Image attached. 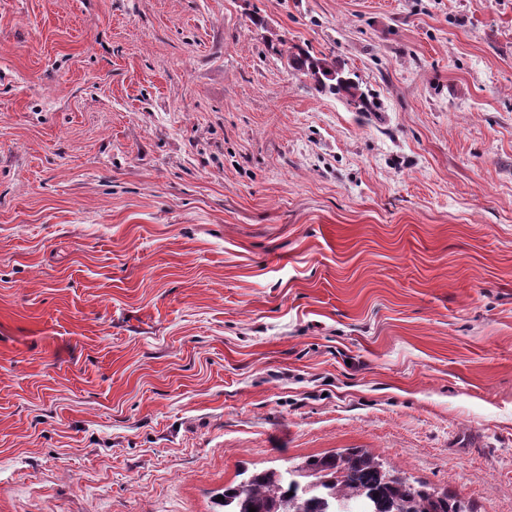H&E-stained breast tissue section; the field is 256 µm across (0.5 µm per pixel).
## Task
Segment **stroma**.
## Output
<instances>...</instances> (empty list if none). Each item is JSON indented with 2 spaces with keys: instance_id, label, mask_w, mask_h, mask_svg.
I'll use <instances>...</instances> for the list:
<instances>
[{
  "instance_id": "1",
  "label": "stroma",
  "mask_w": 512,
  "mask_h": 512,
  "mask_svg": "<svg viewBox=\"0 0 512 512\" xmlns=\"http://www.w3.org/2000/svg\"><path fill=\"white\" fill-rule=\"evenodd\" d=\"M346 448L512 512V0H0V512ZM279 54L286 56L289 69L312 80V88L317 93H328L345 99L353 103L358 112L380 111L381 104L377 99L364 91L360 83L350 77L335 58L326 55L318 57L308 48L296 44L279 49Z\"/></svg>"
}]
</instances>
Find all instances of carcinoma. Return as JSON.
<instances>
[{
    "label": "carcinoma",
    "mask_w": 512,
    "mask_h": 512,
    "mask_svg": "<svg viewBox=\"0 0 512 512\" xmlns=\"http://www.w3.org/2000/svg\"><path fill=\"white\" fill-rule=\"evenodd\" d=\"M279 54L289 69L312 80V88L353 103L360 112H378L381 104L350 77L333 58L318 57L300 45L286 46ZM223 512H347L343 506L368 499L371 512H469L465 503L421 482H412L397 467L365 448H349L313 458L285 470L252 474L227 487Z\"/></svg>",
    "instance_id": "cac0c4a2"
}]
</instances>
